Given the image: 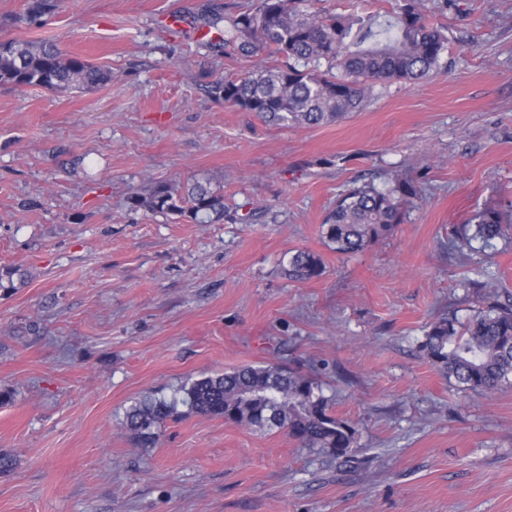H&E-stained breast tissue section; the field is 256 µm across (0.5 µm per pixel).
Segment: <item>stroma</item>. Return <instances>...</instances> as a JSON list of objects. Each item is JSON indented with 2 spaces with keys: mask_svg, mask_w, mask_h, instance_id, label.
<instances>
[{
  "mask_svg": "<svg viewBox=\"0 0 512 512\" xmlns=\"http://www.w3.org/2000/svg\"><path fill=\"white\" fill-rule=\"evenodd\" d=\"M257 0H62L0 40L47 38L106 85H0V512H512V385L459 390L419 346L486 284L512 304V234L448 249L480 210L512 222V0H424L443 73L391 81L339 122L271 125L208 90L274 65L207 43ZM188 29L169 32L172 16ZM195 221L133 205L194 181ZM403 183L402 220L360 253L322 232L339 196ZM321 276L288 279L295 250ZM300 368L359 431L351 462L189 413L185 390L245 364ZM177 401L154 445L126 412ZM175 189L162 184L148 197L135 196L133 204L149 211H172L197 220L200 218H224V196L215 193L199 182H195L187 194L175 198ZM180 203V205L178 204ZM214 216V217H213Z\"/></svg>",
  "mask_w": 512,
  "mask_h": 512,
  "instance_id": "obj_1",
  "label": "stroma"
}]
</instances>
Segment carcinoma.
I'll list each match as a JSON object with an SVG mask.
<instances>
[{
  "label": "carcinoma",
  "instance_id": "obj_1",
  "mask_svg": "<svg viewBox=\"0 0 512 512\" xmlns=\"http://www.w3.org/2000/svg\"><path fill=\"white\" fill-rule=\"evenodd\" d=\"M60 0H28L26 19L34 24ZM224 45L242 56L260 51L283 64L236 78H220L210 91L266 122L301 127L339 121L358 111L374 86L391 80L420 81L441 73L448 50L445 30L433 23L420 0H395L384 22L373 26L352 16L312 9L310 0H258L224 28ZM112 81V71L79 57H65L45 40H0V84L67 90ZM399 188L364 185L341 195L326 215V237L336 252L354 254L401 222ZM133 204L172 211L192 219L224 217V195L196 182L185 196L157 186ZM495 210H483L458 226L452 246L459 252L479 244L492 251L509 233ZM321 274V260L296 251L288 275L305 281ZM420 351L461 390L493 393L512 384V305L493 304L467 322L444 316L430 324ZM191 413L222 417L250 428L288 431L303 448L333 459L349 458L358 433L337 417L321 388L306 374L282 365L242 366L195 380L186 389ZM177 414L176 404L150 400L130 409L125 427L140 446L155 441L152 429Z\"/></svg>",
  "mask_w": 512,
  "mask_h": 512
}]
</instances>
